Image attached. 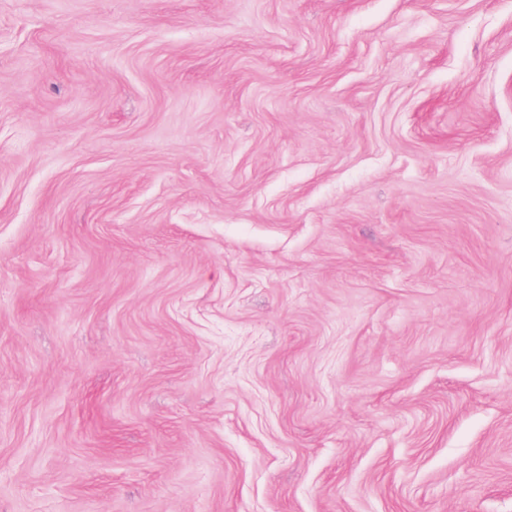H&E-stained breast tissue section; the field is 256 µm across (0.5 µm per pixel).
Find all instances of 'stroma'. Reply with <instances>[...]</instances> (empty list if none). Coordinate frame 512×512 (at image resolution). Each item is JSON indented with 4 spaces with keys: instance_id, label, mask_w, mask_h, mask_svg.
Segmentation results:
<instances>
[{
    "instance_id": "stroma-1",
    "label": "stroma",
    "mask_w": 512,
    "mask_h": 512,
    "mask_svg": "<svg viewBox=\"0 0 512 512\" xmlns=\"http://www.w3.org/2000/svg\"><path fill=\"white\" fill-rule=\"evenodd\" d=\"M0 512H512V0H0Z\"/></svg>"
}]
</instances>
